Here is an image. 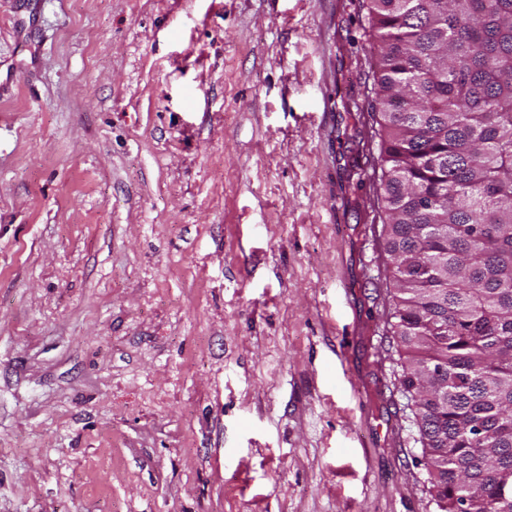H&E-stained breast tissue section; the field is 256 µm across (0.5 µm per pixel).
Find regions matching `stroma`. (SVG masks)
<instances>
[{
    "instance_id": "1",
    "label": "stroma",
    "mask_w": 512,
    "mask_h": 512,
    "mask_svg": "<svg viewBox=\"0 0 512 512\" xmlns=\"http://www.w3.org/2000/svg\"><path fill=\"white\" fill-rule=\"evenodd\" d=\"M362 0H0V512H438Z\"/></svg>"
}]
</instances>
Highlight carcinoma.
Returning <instances> with one entry per match:
<instances>
[{
  "instance_id": "carcinoma-1",
  "label": "carcinoma",
  "mask_w": 512,
  "mask_h": 512,
  "mask_svg": "<svg viewBox=\"0 0 512 512\" xmlns=\"http://www.w3.org/2000/svg\"><path fill=\"white\" fill-rule=\"evenodd\" d=\"M364 2L391 328L431 496L512 512V0Z\"/></svg>"
}]
</instances>
